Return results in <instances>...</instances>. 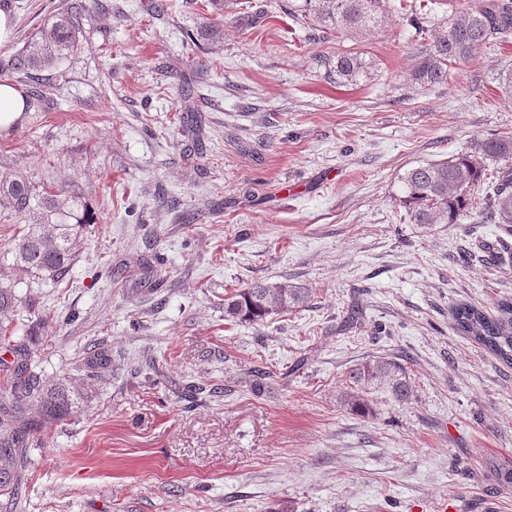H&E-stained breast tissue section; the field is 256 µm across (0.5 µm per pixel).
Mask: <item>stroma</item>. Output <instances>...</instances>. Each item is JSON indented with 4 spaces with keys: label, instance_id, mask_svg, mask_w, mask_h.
<instances>
[{
    "label": "stroma",
    "instance_id": "35a3bbf8",
    "mask_svg": "<svg viewBox=\"0 0 512 512\" xmlns=\"http://www.w3.org/2000/svg\"><path fill=\"white\" fill-rule=\"evenodd\" d=\"M0 71L39 87L0 132V176L81 193L98 222L59 285L30 288L24 339L47 379L112 351L79 413L30 451L13 512H512V365L449 311L512 299V231L484 224L485 185L457 224H414L401 176L512 136V40L415 84L432 29L470 0H388L381 26L340 36L286 0H83L78 45L10 73L66 0H5ZM426 20L417 33L411 16ZM371 58L341 84L337 53ZM258 280L308 292L258 324L224 297ZM401 360L408 401L349 373ZM269 371L253 390L251 372Z\"/></svg>",
    "mask_w": 512,
    "mask_h": 512
}]
</instances>
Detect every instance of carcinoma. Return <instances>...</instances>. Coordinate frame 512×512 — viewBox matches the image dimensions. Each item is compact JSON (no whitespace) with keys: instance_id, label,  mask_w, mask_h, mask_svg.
I'll use <instances>...</instances> for the list:
<instances>
[{"instance_id":"cac0c4a2","label":"carcinoma","mask_w":512,"mask_h":512,"mask_svg":"<svg viewBox=\"0 0 512 512\" xmlns=\"http://www.w3.org/2000/svg\"><path fill=\"white\" fill-rule=\"evenodd\" d=\"M82 4L70 3L42 28L38 41L16 54L12 70H40L76 45L74 14ZM284 11L296 20L327 30L359 34L382 21L384 0H301L286 3ZM512 34V0H484L448 20L433 39L429 53L412 73L419 86L432 87L448 80V66L474 58L477 49ZM371 62L358 51L336 56L333 72L341 83L370 75ZM503 162L495 180L487 182L490 217L512 228V136L477 141L449 159L419 164L401 177L406 204L414 224H458L468 211L470 190L485 176L483 161ZM0 214L23 222L27 231L13 239L7 261L0 255V342L14 354L12 363L0 362L5 371L0 391V496L15 503L21 497L29 465V448L38 434L70 419L92 381L112 371L109 351L98 348L80 363L90 382L74 386L65 380L47 382L21 346L13 343L18 331V288L34 282L58 284L77 262L83 228L94 222L80 193L65 186L43 187L22 174L0 179ZM306 289L286 281H255L224 297V320L258 323L269 316L303 304ZM455 329L512 364V301L498 304L497 314L468 303L452 314ZM356 383L386 386L397 402L412 394L407 368L393 358L377 357L351 373Z\"/></svg>"}]
</instances>
